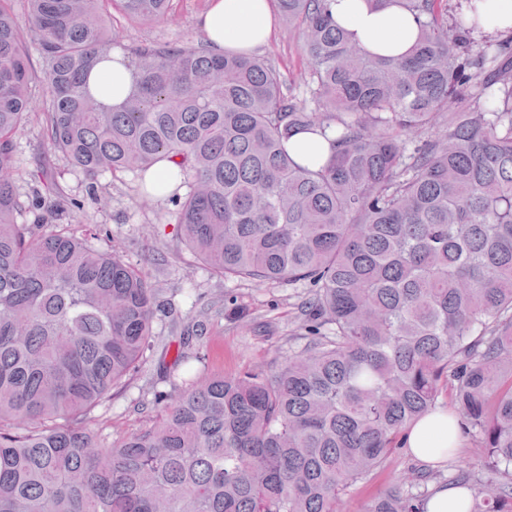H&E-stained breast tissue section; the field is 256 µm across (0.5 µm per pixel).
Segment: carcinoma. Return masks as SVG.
<instances>
[{
  "label": "carcinoma",
  "mask_w": 512,
  "mask_h": 512,
  "mask_svg": "<svg viewBox=\"0 0 512 512\" xmlns=\"http://www.w3.org/2000/svg\"><path fill=\"white\" fill-rule=\"evenodd\" d=\"M0 0V512H340L348 488L406 447L450 386L455 425L494 480L468 512H512V32L474 38L476 7L398 0L406 57L352 43L332 0H276L309 69L141 42L114 106L89 87L117 42L112 12L173 20L172 0ZM37 45L39 74L30 64ZM43 92L33 95L35 79ZM89 184L163 159L185 248L213 276L299 283L307 346L272 374L200 369L145 428L97 444L90 416L137 372L157 315L180 312L97 229L22 195L30 115ZM316 131L320 164L288 151ZM185 194H179L181 188ZM37 222L18 217L31 207ZM209 319L183 325L174 363ZM423 478L365 512H425ZM288 150L301 163H321L330 154V145L318 132L300 131L288 140Z\"/></svg>",
  "instance_id": "carcinoma-1"
}]
</instances>
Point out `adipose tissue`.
Returning a JSON list of instances; mask_svg holds the SVG:
<instances>
[{
    "label": "adipose tissue",
    "mask_w": 512,
    "mask_h": 512,
    "mask_svg": "<svg viewBox=\"0 0 512 512\" xmlns=\"http://www.w3.org/2000/svg\"><path fill=\"white\" fill-rule=\"evenodd\" d=\"M272 12L271 0H212L197 23L214 53L250 54L271 39ZM333 13L349 40L371 52L402 56L412 48L416 27L392 0H334ZM109 55L93 84L101 96L117 103L125 97L131 75L117 62L120 48H111ZM456 444V432L449 429L448 415L441 411L416 424L407 437L410 453L423 462L442 460Z\"/></svg>",
    "instance_id": "obj_1"
}]
</instances>
